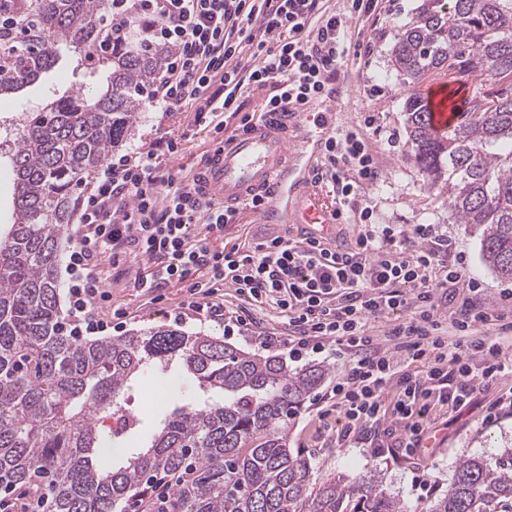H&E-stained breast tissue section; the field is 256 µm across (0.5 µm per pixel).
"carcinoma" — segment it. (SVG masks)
<instances>
[{
	"mask_svg": "<svg viewBox=\"0 0 512 512\" xmlns=\"http://www.w3.org/2000/svg\"><path fill=\"white\" fill-rule=\"evenodd\" d=\"M0 97L21 100L57 62L79 54L106 73L99 94L48 96L10 134L13 217L0 236V486L47 481L50 512H403L374 484L316 481L288 446L283 423L321 383L318 366L292 369L276 355L245 352L209 334L165 326L77 341L58 331L61 246L75 187L125 142L140 93L160 74L164 51L134 32L117 38L100 0H0ZM392 65L418 83L436 70L512 78V0H423L403 26ZM410 156L448 212L480 241L487 267L512 279V87L489 112L476 99L446 132L428 102L405 101ZM179 374L224 400L177 406L150 443L114 469L103 422L123 417L120 396L139 379ZM172 482L160 503L151 486ZM428 512H512V447L491 464L467 457Z\"/></svg>",
	"mask_w": 512,
	"mask_h": 512,
	"instance_id": "obj_1",
	"label": "carcinoma"
}]
</instances>
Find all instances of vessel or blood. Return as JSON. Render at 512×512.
Segmentation results:
<instances>
[{"label":"vessel or blood","mask_w":512,"mask_h":512,"mask_svg":"<svg viewBox=\"0 0 512 512\" xmlns=\"http://www.w3.org/2000/svg\"><path fill=\"white\" fill-rule=\"evenodd\" d=\"M344 90V82L329 80L314 103L265 113L247 129L216 141L193 169L194 193L227 210L257 195L263 199L265 224L279 227L295 220L318 239L331 237L342 215L323 207L308 186L315 174L313 160L335 132L331 116ZM429 103L437 130L454 124V102L447 91L435 90Z\"/></svg>","instance_id":"obj_1"}]
</instances>
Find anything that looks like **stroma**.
I'll use <instances>...</instances> for the list:
<instances>
[{
    "label": "stroma",
    "mask_w": 512,
    "mask_h": 512,
    "mask_svg": "<svg viewBox=\"0 0 512 512\" xmlns=\"http://www.w3.org/2000/svg\"><path fill=\"white\" fill-rule=\"evenodd\" d=\"M421 2L380 0L377 12L362 25H350L349 37L365 32L372 48L350 58L348 83L336 106L334 123L339 129H358L368 138L379 168V178L366 184L364 191L377 202V223L393 224L403 230L412 229L416 224L438 225L455 249L466 255L470 276L486 288L489 300L495 302L502 289L512 290V281L500 279L483 263L478 239L467 233L463 225L455 223L443 196L425 186L423 176L409 157L404 102L410 92L424 93L442 85L449 94L466 104L476 94L495 93L498 86L486 82L477 87L467 75L445 72L429 75L414 86L406 83L393 69L392 50L398 31L413 21ZM50 87L62 92L79 90L87 94L98 90L96 80L76 69L71 58L62 59L38 83L27 88L25 95L30 107L42 105L45 91ZM165 134L183 139L184 149L175 156H161L160 161L163 167L185 175L191 173L213 145L205 135L197 134L194 113L182 110L166 115L142 106L137 110V119L127 142L118 147L117 152L123 155L149 146L156 137ZM271 233V227L263 224L261 213L245 204L239 207L231 223L225 225L223 233L210 239L213 249L218 251L234 247L249 250ZM99 268L110 293L109 302L100 311L101 318L111 320L112 312L117 308L125 313L123 324L106 329L105 337L167 325L187 333L220 336L225 343L246 351L285 357L293 369L322 366L326 371L323 382L289 419L287 426L290 447L308 460L315 478L343 476L364 484L374 481L388 494L400 499L406 512H425L434 496L447 489L461 458L479 456L492 461L499 457L505 446L512 444L511 415L493 422L485 419L498 397L512 390V377H505L493 384L489 391L479 394L461 412L449 414L444 409L432 408L428 415V449L419 460L396 458L388 453L378 455L368 448L339 446L336 435L344 421L338 413L323 414L318 400L342 374L344 365L327 351L308 352L293 358L289 355V346L261 344L259 333L281 337L288 334V319L275 305L250 304L234 288L220 285L210 298L212 304L219 306V313L195 312L187 306L188 292L182 284L172 282L151 289L136 287V278L148 277L152 270L130 248L118 259L103 257ZM239 315L249 319L248 328L225 331V319ZM162 387V382L153 377L126 391L124 400L136 425L112 436L111 441L117 446L112 456L114 465H122L130 452L146 443L158 422L175 406L188 399L199 401L203 398L202 391L192 382L186 385L183 394L174 395L159 405L150 404L149 395ZM423 467L428 469L435 484L429 493L415 486Z\"/></svg>",
    "instance_id": "1"
}]
</instances>
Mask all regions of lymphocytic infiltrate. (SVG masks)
Wrapping results in <instances>:
<instances>
[{"instance_id":"lymphocytic-infiltrate-1","label":"lymphocytic infiltrate","mask_w":512,"mask_h":512,"mask_svg":"<svg viewBox=\"0 0 512 512\" xmlns=\"http://www.w3.org/2000/svg\"><path fill=\"white\" fill-rule=\"evenodd\" d=\"M376 6V0H349L346 12L336 14L325 0H138L126 28L168 51L162 74L141 101L161 112L193 108L200 131L212 138L226 134L228 117L249 124L241 101L266 88L274 90L264 99L269 111L313 102L352 53L344 34L348 21ZM181 149V140L163 136L153 147L110 158L84 197L85 231L69 263L70 315L79 321L70 335L97 329L95 314L106 293L95 267L130 246L156 264L153 285L188 283L192 307L216 285H228L286 314L291 355L334 347L346 362L326 394L344 420L339 442L385 448L396 457L420 455L431 406L462 409L512 374V358L500 343L512 335V304L491 306L482 285L468 276L465 256L451 253L436 225H415L409 237L389 224L375 228L376 204L362 187L378 172L362 133L348 129L324 144L339 209L351 210L367 227L346 250L281 235L246 251L218 252L206 238L190 241L189 225L202 223L208 234H220L232 215L202 204L186 178L162 167L160 156ZM413 237L420 247H409ZM201 270L207 279H197ZM407 285L416 286L414 296L404 293ZM444 288L464 291L448 334L437 303ZM400 308L410 309V317L390 329L391 347L379 348L367 316ZM494 322L498 335H485L484 326ZM405 359L425 360L424 374L401 372Z\"/></svg>"}]
</instances>
